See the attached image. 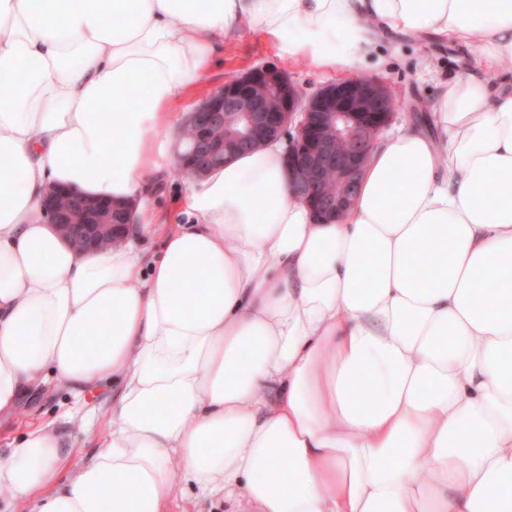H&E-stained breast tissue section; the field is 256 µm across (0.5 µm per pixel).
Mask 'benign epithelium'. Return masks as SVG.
<instances>
[{"mask_svg":"<svg viewBox=\"0 0 512 512\" xmlns=\"http://www.w3.org/2000/svg\"><path fill=\"white\" fill-rule=\"evenodd\" d=\"M393 94L386 84L355 77L320 88L303 98L298 87L273 64L254 67L210 93L188 115L186 124L196 140L186 149L178 139L176 168L187 178H200L213 167L248 148L271 140L287 144L288 170L294 192L319 219L337 221L350 208L377 139L393 116ZM235 125L221 137L226 110ZM348 147L336 151V142ZM336 175V191L322 188L323 175ZM44 207L55 229L78 249L88 251L116 242L115 228L132 220V206L88 198L75 191L54 189Z\"/></svg>","mask_w":512,"mask_h":512,"instance_id":"obj_1","label":"benign epithelium"}]
</instances>
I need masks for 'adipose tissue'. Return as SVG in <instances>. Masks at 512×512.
I'll return each mask as SVG.
<instances>
[{
    "mask_svg": "<svg viewBox=\"0 0 512 512\" xmlns=\"http://www.w3.org/2000/svg\"><path fill=\"white\" fill-rule=\"evenodd\" d=\"M250 30L350 73L449 34L481 68L443 86L438 136H380L340 220L273 141L158 225L161 137ZM57 185L138 199L125 243L76 252ZM55 383L119 393L82 464L50 423L0 457L24 512H512V0H0V414Z\"/></svg>",
    "mask_w": 512,
    "mask_h": 512,
    "instance_id": "obj_1",
    "label": "adipose tissue"
}]
</instances>
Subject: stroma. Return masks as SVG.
<instances>
[{
    "label": "stroma",
    "mask_w": 512,
    "mask_h": 512,
    "mask_svg": "<svg viewBox=\"0 0 512 512\" xmlns=\"http://www.w3.org/2000/svg\"><path fill=\"white\" fill-rule=\"evenodd\" d=\"M476 63L474 46L455 43L435 34L423 38L401 34L376 44L366 55L359 73L384 82L395 96L399 108L394 114L393 125H420L427 120L443 84L463 75L467 66ZM264 64L276 65L306 96L343 77L342 72L325 71L307 59L282 54L258 32L247 31L225 43L224 53L218 58L207 84L193 93L194 103H201L229 79ZM188 188L187 179L175 176L173 166H166L148 202L150 210L163 222L181 219L179 202ZM74 408L71 395L62 389L26 395L14 410L0 415V455L6 454L13 440L28 427L51 421L57 428L71 431L67 415ZM85 408L92 412L95 428L90 434L78 437L79 453L84 458L95 451L99 440L108 431L112 412L111 389L87 396Z\"/></svg>",
    "instance_id": "stroma-1"
}]
</instances>
